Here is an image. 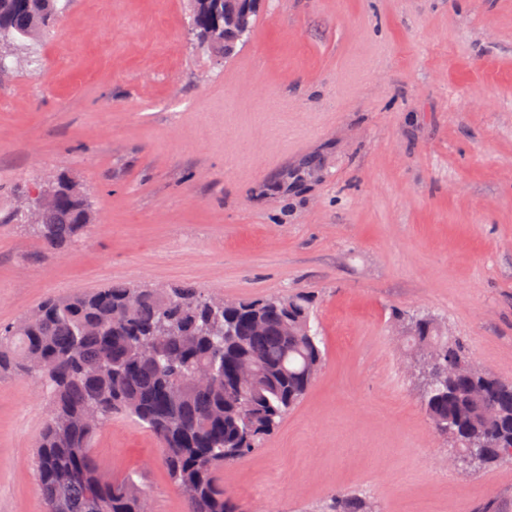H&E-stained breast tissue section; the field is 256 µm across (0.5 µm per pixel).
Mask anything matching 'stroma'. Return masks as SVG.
Masks as SVG:
<instances>
[{
  "label": "stroma",
  "instance_id": "obj_1",
  "mask_svg": "<svg viewBox=\"0 0 512 512\" xmlns=\"http://www.w3.org/2000/svg\"><path fill=\"white\" fill-rule=\"evenodd\" d=\"M37 60L0 83V326L122 283L230 299L308 296L325 365L252 454L224 467L245 512L512 504V460L473 476L427 419L401 315L427 313L512 381V0H261L228 59L187 0H63ZM68 175L94 222L51 253L20 204ZM50 402L0 372V512H45ZM184 512L151 433L94 439ZM321 512H380L377 506L364 496L336 493Z\"/></svg>",
  "mask_w": 512,
  "mask_h": 512
}]
</instances>
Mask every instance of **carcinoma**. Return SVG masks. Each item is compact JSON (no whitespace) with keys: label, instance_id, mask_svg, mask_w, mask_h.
Returning a JSON list of instances; mask_svg holds the SVG:
<instances>
[{"label":"carcinoma","instance_id":"obj_1","mask_svg":"<svg viewBox=\"0 0 512 512\" xmlns=\"http://www.w3.org/2000/svg\"><path fill=\"white\" fill-rule=\"evenodd\" d=\"M191 34L217 54L224 42V0H190ZM60 14L58 0H0V80L5 55L25 57ZM55 203L33 228L49 250L74 243L91 224V207L73 182L52 184ZM312 310L302 295L240 300L224 309L197 288L106 285L50 298L17 323L0 327V370L36 378L52 409L37 441L45 512H140L149 499L134 475L102 483L92 453L101 429L121 415L155 438L185 512H244L224 492V465L251 454L307 394L324 364ZM424 350L442 344L452 373L424 394L435 434L460 450L481 443L480 468L512 458V382L475 366L463 340L440 337L436 323L412 332ZM243 362L257 367L237 383ZM210 385L194 382L208 368ZM79 474L75 478L71 473ZM324 512H380L368 498L338 493Z\"/></svg>","mask_w":512,"mask_h":512}]
</instances>
